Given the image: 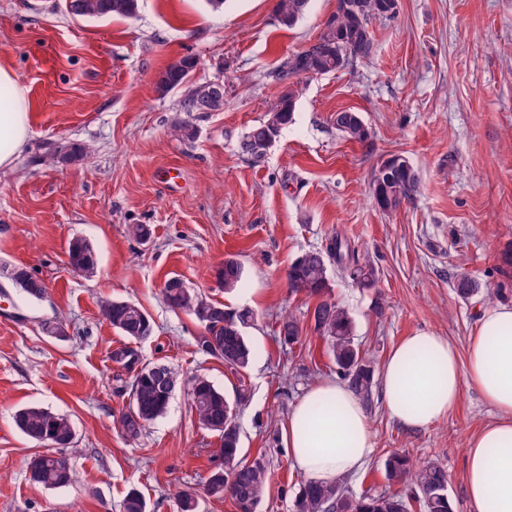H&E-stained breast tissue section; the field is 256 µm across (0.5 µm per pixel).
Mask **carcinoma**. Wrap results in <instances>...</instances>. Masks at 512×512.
<instances>
[{"label":"carcinoma","mask_w":512,"mask_h":512,"mask_svg":"<svg viewBox=\"0 0 512 512\" xmlns=\"http://www.w3.org/2000/svg\"><path fill=\"white\" fill-rule=\"evenodd\" d=\"M310 0H277L276 20L285 28L294 27L305 15ZM398 0H336V10L325 22L320 35L305 49L284 58L271 73L273 80L285 91L278 102L253 126L240 143L241 151L258 161L259 154H250L247 146L278 137L282 128L293 120L296 90L290 80L300 76L323 75L346 68L348 65L371 58L373 51L370 24L376 18L396 14ZM68 9L77 17L131 18L138 9V0H69ZM196 66L191 57H183L159 73L155 82L159 95L180 92V110L215 112L224 108V81L195 82L190 73ZM336 130L350 141L363 143L368 139V128L357 112H338L333 119ZM420 189L419 176L411 162L402 155H393L375 168L372 178V199L385 212L398 209L413 198ZM70 264L78 271L91 274L96 257L90 245L74 238L68 246ZM348 275L364 288L375 286L376 269L362 257L340 233L326 239L325 248L307 251L296 258L287 271L288 287L296 295L316 297L311 324L321 338L336 367V374L364 402L370 401L374 369L362 355L354 341V322L349 312L326 298L330 288L328 270ZM5 277L15 282L28 296L40 299L44 284L23 267H14ZM243 270L233 258L224 260L218 271L219 284L226 292L240 288ZM454 289L461 298L478 295L480 284L461 275ZM163 294L167 303L193 315L205 329L199 337L200 348L224 360V366L237 374L249 368L253 351L245 336V329L255 319L249 308L228 310L200 292L188 287L179 277L165 281ZM99 308L103 318L125 339L126 343L110 352L112 361L133 373L130 402L120 417L124 434L136 439L147 423L162 416L178 384L179 374L163 366L165 377H158L153 365L142 362L135 344L152 335L153 326L148 315L136 303L126 300L102 299ZM279 336L292 345L301 341L303 326L293 315L281 317ZM191 398L199 424L220 436L219 453L223 462L213 468L207 480L211 495L227 494L239 512H255L263 499L268 480V465L264 458L250 462L240 458V430L236 424V410L247 398L244 385L235 387L233 396L204 375L195 374L183 380ZM16 427L30 439L47 447V453H65L74 447L75 434L71 420L40 406H28L13 415ZM29 479L47 488L65 486L72 480L70 463H55L39 454L29 462ZM387 477L407 487L410 493L397 492L377 497L360 498L349 495L339 477L329 484L305 482L293 502V512H412L418 504L421 512H452L448 495V475L435 463H414L405 454L393 453L387 461ZM198 496L185 490L178 496L179 512H197ZM123 512H148L145 498L136 490L127 492L122 502Z\"/></svg>","instance_id":"carcinoma-1"}]
</instances>
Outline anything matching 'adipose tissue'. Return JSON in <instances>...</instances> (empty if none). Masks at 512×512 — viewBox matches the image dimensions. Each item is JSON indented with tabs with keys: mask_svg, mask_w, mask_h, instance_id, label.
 Masks as SVG:
<instances>
[{
	"mask_svg": "<svg viewBox=\"0 0 512 512\" xmlns=\"http://www.w3.org/2000/svg\"><path fill=\"white\" fill-rule=\"evenodd\" d=\"M0 167L10 166L29 137L30 104L15 73L0 64ZM474 387L496 416L469 440L465 491L474 512H512V306L484 307L465 353L429 331L405 337L381 370L384 407L392 420L415 429L434 425ZM289 457L306 479L332 482L358 472L374 452L361 399L344 383L310 387L288 416Z\"/></svg>",
	"mask_w": 512,
	"mask_h": 512,
	"instance_id": "adipose-tissue-1",
	"label": "adipose tissue"
}]
</instances>
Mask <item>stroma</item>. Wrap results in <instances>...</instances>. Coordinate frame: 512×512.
<instances>
[{"label":"stroma","instance_id":"obj_1","mask_svg":"<svg viewBox=\"0 0 512 512\" xmlns=\"http://www.w3.org/2000/svg\"><path fill=\"white\" fill-rule=\"evenodd\" d=\"M277 0H139L135 17H76L65 0H0V63L8 64L31 104L30 136L13 164L0 168V267H24L46 287L27 299L0 276V512H121L138 490L149 512H178L177 494L198 492L199 512H238L206 492L220 440L203 429L183 389L138 439L118 417L131 375L110 353L123 342L98 298L129 300L153 322L140 343L143 362L202 373L232 391L239 409L241 456H264L269 484L258 512H291L305 477L281 429L315 383L335 378L316 335L281 343L278 322L306 320L314 299L289 292L291 262L341 232L377 270L362 288L329 271L330 297L350 313L355 341L382 368L404 337L432 331L465 352L486 294L512 305V276L501 272L512 249V0H398L394 17L373 20L374 53L326 75L302 78L294 119L261 160L240 142L283 91L270 74L286 55L320 33L336 0H311L295 27L278 26ZM196 61L191 78L224 81V108L181 112L177 94L160 96L157 75L172 62ZM360 113L366 142L336 131L337 112ZM189 121L193 140L170 135ZM92 148L82 161H54V147ZM405 156L421 192L387 213L372 201L381 160ZM147 225L148 242L129 228ZM85 239L97 265L72 269L68 244ZM241 263L243 285L224 292L216 272ZM482 292L457 296L455 276ZM177 276L231 309L254 311L246 330L254 351L244 375L202 352L203 326L172 309L162 288ZM60 319L65 334L44 332ZM39 405L68 416L78 451L71 484L46 488L29 479L43 451L13 422ZM365 411L374 452L348 476L354 497L395 492L385 475L394 452L439 462L456 512H473L464 489V450L493 409L471 388L448 416L407 430L386 413L380 388Z\"/></svg>","mask_w":512,"mask_h":512}]
</instances>
